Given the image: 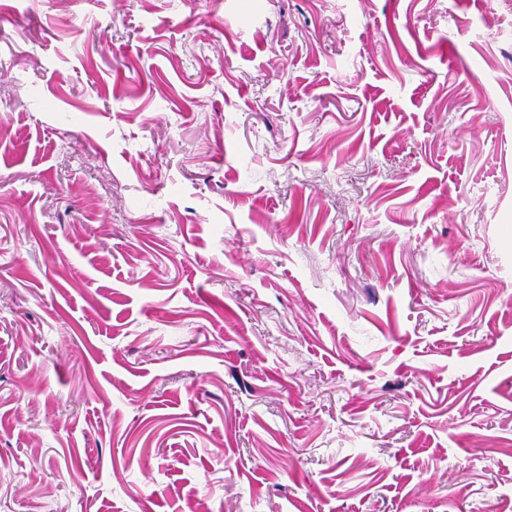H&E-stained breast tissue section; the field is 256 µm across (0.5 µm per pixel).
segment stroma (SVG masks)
<instances>
[{
	"instance_id": "1",
	"label": "stroma",
	"mask_w": 512,
	"mask_h": 512,
	"mask_svg": "<svg viewBox=\"0 0 512 512\" xmlns=\"http://www.w3.org/2000/svg\"><path fill=\"white\" fill-rule=\"evenodd\" d=\"M0 512H512V0H0Z\"/></svg>"
}]
</instances>
